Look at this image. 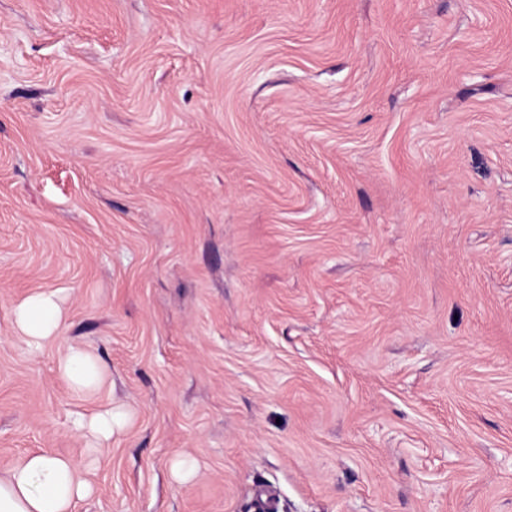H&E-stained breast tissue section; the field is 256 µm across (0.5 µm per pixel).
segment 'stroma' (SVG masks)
Wrapping results in <instances>:
<instances>
[{
	"instance_id": "1",
	"label": "stroma",
	"mask_w": 512,
	"mask_h": 512,
	"mask_svg": "<svg viewBox=\"0 0 512 512\" xmlns=\"http://www.w3.org/2000/svg\"><path fill=\"white\" fill-rule=\"evenodd\" d=\"M71 346L76 512H512V0H0V470ZM11 320L30 349L42 350L60 338L64 322L62 298L56 291L35 292L13 306ZM58 371L80 400L94 402L109 379V370L95 354L70 348L58 361Z\"/></svg>"
}]
</instances>
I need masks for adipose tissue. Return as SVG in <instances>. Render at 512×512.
<instances>
[{"mask_svg": "<svg viewBox=\"0 0 512 512\" xmlns=\"http://www.w3.org/2000/svg\"><path fill=\"white\" fill-rule=\"evenodd\" d=\"M11 320L21 340L33 350L58 340L64 322L58 292L39 291L13 306ZM58 371L70 391L87 404L71 416L73 429L85 442L86 464L44 451L18 458L0 474V512H74L78 502L94 492L90 467L99 465L132 422L121 403H97L109 370L95 354L71 348L58 361Z\"/></svg>", "mask_w": 512, "mask_h": 512, "instance_id": "ef3b65f1", "label": "adipose tissue"}]
</instances>
